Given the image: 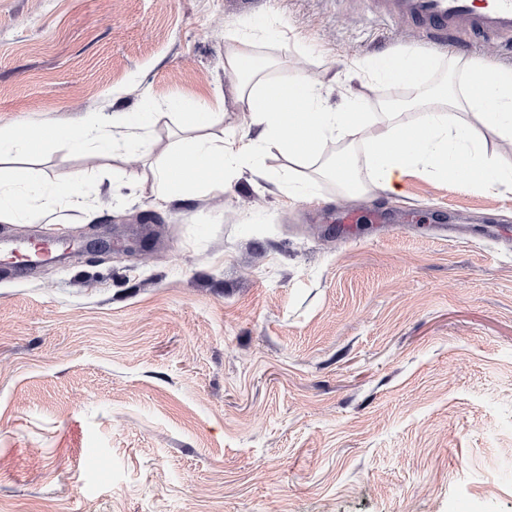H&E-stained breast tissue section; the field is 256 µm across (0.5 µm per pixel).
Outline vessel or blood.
Returning <instances> with one entry per match:
<instances>
[{
    "instance_id": "b4317fda",
    "label": "vessel or blood",
    "mask_w": 512,
    "mask_h": 512,
    "mask_svg": "<svg viewBox=\"0 0 512 512\" xmlns=\"http://www.w3.org/2000/svg\"><path fill=\"white\" fill-rule=\"evenodd\" d=\"M388 18L446 41L460 31L512 42V0H370Z\"/></svg>"
}]
</instances>
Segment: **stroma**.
Returning a JSON list of instances; mask_svg holds the SVG:
<instances>
[{
    "label": "stroma",
    "mask_w": 512,
    "mask_h": 512,
    "mask_svg": "<svg viewBox=\"0 0 512 512\" xmlns=\"http://www.w3.org/2000/svg\"><path fill=\"white\" fill-rule=\"evenodd\" d=\"M266 21L270 79L415 108L345 79L423 41L362 0H0V127L221 95L213 134L242 132L224 57ZM424 58L426 91L512 68L498 41ZM33 167L98 215L30 224L51 255L26 270L0 223V512H512V189L293 203L243 177L159 210L136 155Z\"/></svg>",
    "instance_id": "obj_1"
}]
</instances>
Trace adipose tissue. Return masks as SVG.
Returning <instances> with one entry per match:
<instances>
[{
    "label": "adipose tissue",
    "mask_w": 512,
    "mask_h": 512,
    "mask_svg": "<svg viewBox=\"0 0 512 512\" xmlns=\"http://www.w3.org/2000/svg\"><path fill=\"white\" fill-rule=\"evenodd\" d=\"M264 35V28L257 26L234 36L225 56L224 70L235 78L236 103L248 119L246 133L208 137L220 99L181 102L175 141L149 165L157 186L156 208L195 200L201 192L223 194L229 179L245 169L289 199L304 201L314 187L296 180L300 165L316 168L344 189L359 192L371 184L391 188L395 179L413 172L464 182L475 177L487 189L512 187V172L488 151L483 137L489 131L512 144V69L469 62L459 89L443 88L430 96L420 85L423 58L379 56L357 63L354 72L359 81L398 84L412 91L422 106L415 118L404 109L375 118L353 103L341 110L330 108L322 85L306 75L268 80L271 62L255 51ZM160 108L152 101L137 113L89 112L73 127L51 119L0 127V223L30 222L63 208L93 212L82 176L49 185L36 170L23 166V159L42 155L63 141L77 152H149L145 133L158 122ZM330 142L339 149L328 156L323 149ZM273 151L283 160L274 173L263 166ZM200 161L214 165L210 176L194 174ZM364 167L370 170L366 181L360 176Z\"/></svg>",
    "instance_id": "1"
}]
</instances>
